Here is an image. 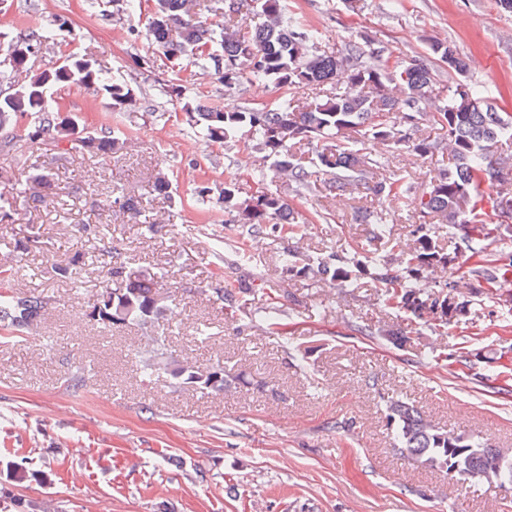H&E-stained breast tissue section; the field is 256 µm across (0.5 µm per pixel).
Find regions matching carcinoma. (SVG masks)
<instances>
[{
    "label": "carcinoma",
    "mask_w": 512,
    "mask_h": 512,
    "mask_svg": "<svg viewBox=\"0 0 512 512\" xmlns=\"http://www.w3.org/2000/svg\"><path fill=\"white\" fill-rule=\"evenodd\" d=\"M246 0H154L147 17L144 38L170 63L172 77L163 84V95L180 99L184 87L180 74L186 61L218 75L227 91L245 84L263 83L278 92L274 100L261 107L225 108L218 103L184 102L197 141L208 145H233L241 139L255 153L246 163V176L254 184L251 193L240 191L236 180L224 186L203 187L200 199L216 198L224 211L225 223L235 224L251 236L271 229L290 241L279 256L288 282L312 273L321 288L356 287L361 275L383 288L382 303L407 316L417 326L448 325V316L463 310L455 303L456 284L445 278L448 266L458 256L443 252L438 239L441 229L463 235L466 259L479 266L478 276L500 287L512 282V227L492 237V229L480 223L485 200L482 186L507 183L512 174V155L493 150L499 141L512 138V115L500 112L477 87L464 80L469 64L448 39L431 40L427 55L398 60L382 59L370 42L350 45L336 53L320 46L319 33L305 20L289 11L288 0H253L255 23L248 35L238 28L243 21ZM142 7L141 0H104L102 12L126 16ZM210 12L219 17L213 22L201 16ZM49 35L36 27L24 35L8 37L0 30V42L8 40L7 63L0 69V80L8 91H0V131L14 129L18 121L30 118L27 136L36 143L65 151L71 147L88 154L120 156L132 147V138L112 127L79 133L77 122L62 113L53 99L64 86L93 87L101 92L107 107L120 111L136 103L134 89L123 79L95 62L74 53L59 65L36 68V60ZM370 61H365V55ZM441 61L459 80L448 87V94L433 93L436 72L430 59ZM310 87L330 88V94L303 105L288 96V91ZM431 125L447 130V138L432 140ZM306 141L315 146L310 166L296 159L294 149ZM380 141L395 150L424 157L448 152L452 164L430 178L420 191L399 178L375 179L381 162L365 152L368 142ZM287 182L296 192L321 184L327 194L345 195L362 190L387 201L389 208L408 205L431 219L420 224L413 239H395L391 253L380 256L356 248L342 254L331 250L316 257L299 246L301 214L288 196L278 189ZM54 186L47 168H36L24 187H16L6 197L0 193V221H12L17 207L45 198L43 191ZM113 203L133 219L141 208L112 187ZM388 211L365 209L359 221L370 225L372 237L381 239L388 230ZM508 260L485 266L492 242ZM111 280L91 306L88 316L104 325L131 323L151 331L165 316L174 313L176 298L153 279L130 277L114 267ZM426 276L432 288H422L415 279ZM228 311L246 306L257 288H240L226 279L213 289ZM294 299L288 292L273 298L271 306L252 321L274 335L286 333L281 299ZM44 311L40 296L16 290L0 292V329L24 332ZM379 335L395 346L408 341L407 331L384 323ZM169 350L165 339L149 336L137 351L143 378L160 376L167 365L156 360ZM171 376L181 383H192L214 395L228 386L224 362L217 361L205 370L180 365ZM388 424L393 427L398 451L431 468L456 469L459 480L480 479L488 483H512V452L493 448L481 437L454 434L433 425L412 403L391 400L387 406Z\"/></svg>",
    "instance_id": "cac0c4a2"
}]
</instances>
